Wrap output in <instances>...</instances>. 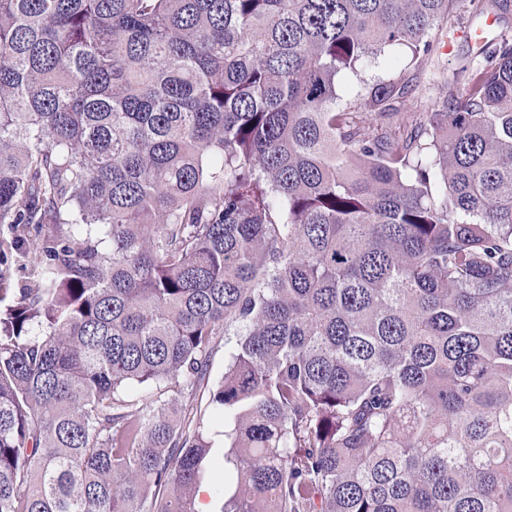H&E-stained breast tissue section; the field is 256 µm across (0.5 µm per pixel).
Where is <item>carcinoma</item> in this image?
Segmentation results:
<instances>
[{
  "label": "carcinoma",
  "mask_w": 512,
  "mask_h": 512,
  "mask_svg": "<svg viewBox=\"0 0 512 512\" xmlns=\"http://www.w3.org/2000/svg\"><path fill=\"white\" fill-rule=\"evenodd\" d=\"M457 0H0V512H512V36ZM472 3L470 0H458L456 6V14L462 16V28H470L468 23L471 24L473 28H485L486 22L490 19L494 21V25L492 28H488L486 32L487 36L493 37L500 33H505L512 36V0H508V2H504V10L501 11V17L499 18V14L496 12H489L485 15H482L478 18L471 17L472 16ZM506 7V9H505ZM491 24L487 22V26ZM461 28V29H462ZM468 44H470L468 41L458 38L454 41L453 49L450 53L444 51V42L437 44L436 56L438 55L440 64L444 68L445 81L447 79L448 82H451L456 78L459 58L466 51ZM405 56L400 47L386 51L378 65H368L359 68L357 73L343 72L337 78V93L340 96V103L345 104L353 100L357 91L363 86V82H369L377 77H385L391 73L404 71ZM405 77L408 79L411 89L406 101V112L434 110L439 98L448 88V86H444V80L438 86L429 85V70H406ZM208 406L207 390L197 396L195 407L198 409V416L201 413L205 427L214 440L215 448H224V418L216 416ZM202 485L206 486L209 491L208 500L212 512L220 511L224 504V463L221 456H214L206 463ZM207 489L200 488L197 493L196 510L198 512H211L210 504L204 499V495L208 494Z\"/></svg>",
  "instance_id": "obj_1"
}]
</instances>
